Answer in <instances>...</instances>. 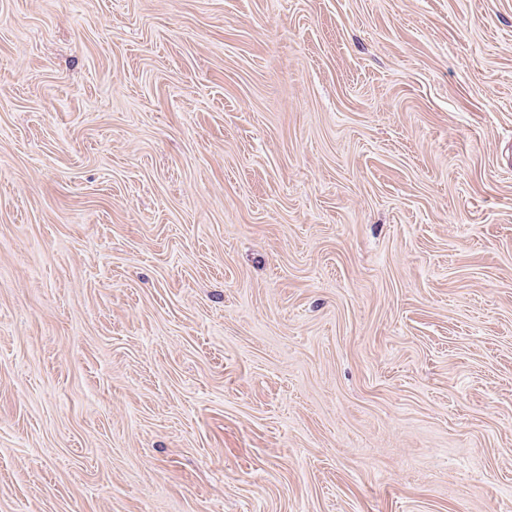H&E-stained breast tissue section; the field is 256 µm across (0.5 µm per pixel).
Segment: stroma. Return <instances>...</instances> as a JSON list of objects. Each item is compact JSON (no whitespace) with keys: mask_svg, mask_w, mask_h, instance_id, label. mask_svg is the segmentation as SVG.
<instances>
[{"mask_svg":"<svg viewBox=\"0 0 512 512\" xmlns=\"http://www.w3.org/2000/svg\"><path fill=\"white\" fill-rule=\"evenodd\" d=\"M0 512H512V0H0Z\"/></svg>","mask_w":512,"mask_h":512,"instance_id":"1","label":"stroma"}]
</instances>
